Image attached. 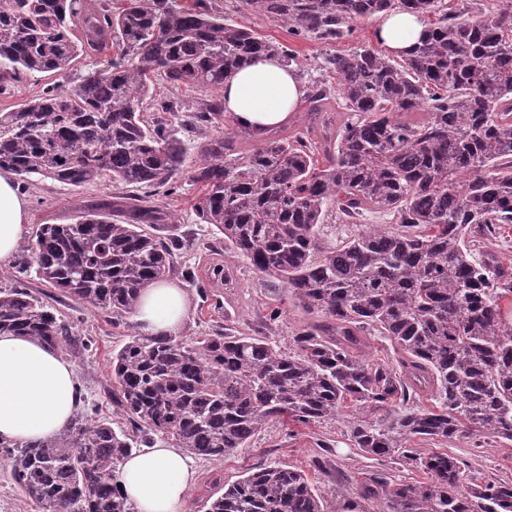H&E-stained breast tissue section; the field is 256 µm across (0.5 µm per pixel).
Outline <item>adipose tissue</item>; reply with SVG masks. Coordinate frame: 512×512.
<instances>
[{
	"instance_id": "ef3b65f1",
	"label": "adipose tissue",
	"mask_w": 512,
	"mask_h": 512,
	"mask_svg": "<svg viewBox=\"0 0 512 512\" xmlns=\"http://www.w3.org/2000/svg\"><path fill=\"white\" fill-rule=\"evenodd\" d=\"M423 17L401 9L380 13L375 37L391 55L413 52L424 36ZM305 93L297 71L279 57L262 55L224 81V109L241 126L268 131L287 123ZM28 200L11 173L0 170V267L14 260L26 234ZM188 294L168 282L141 293L134 320L145 336L180 335L190 313ZM82 404L71 363L41 342L0 334V438L46 441L65 431ZM194 479L190 458L174 445L156 442L129 456L119 483L136 512H185Z\"/></svg>"
}]
</instances>
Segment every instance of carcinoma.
Listing matches in <instances>:
<instances>
[{
	"mask_svg": "<svg viewBox=\"0 0 512 512\" xmlns=\"http://www.w3.org/2000/svg\"><path fill=\"white\" fill-rule=\"evenodd\" d=\"M300 39L332 46L308 84L305 131L214 134L192 160L164 113L188 131L210 129L224 101L176 90L224 86L259 54L302 66L287 46L230 22L214 0H0V95L27 73L66 78L78 59L118 48L103 69L64 89L47 83L17 110L0 112V170L25 187L84 186L103 176L118 189H165L188 171L201 223L237 258L282 282L314 322L285 354L267 338L218 333L189 342L143 336L112 355L113 396L127 423L81 411L46 442L0 439L10 475L43 512H134L119 483L131 452L170 441L191 457L222 461L267 423L336 417L351 399L394 409L357 423L354 446L427 475L396 484L373 474L360 497L372 512H512V484L459 490L465 468L446 452L408 443L496 438L512 442V324L500 300L512 274L492 253L472 258L470 235L512 224V0H240ZM430 18L426 36L397 60L370 45L333 49L355 25L390 9ZM345 113L336 122L333 112ZM128 222L87 211L72 224H39L24 238L10 285L0 288V332L59 350L91 341L30 289L31 277L128 323L141 291L166 280L185 243L146 231L174 218L151 196L119 194ZM398 228L368 226L333 248L319 226L355 224L370 212ZM388 337L408 379L357 353L366 332ZM435 390L434 408L407 406L412 387ZM401 408H396L397 403ZM205 512H326L306 474L279 465L248 473L204 501Z\"/></svg>",
	"mask_w": 512,
	"mask_h": 512,
	"instance_id": "1",
	"label": "carcinoma"
}]
</instances>
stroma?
I'll return each instance as SVG.
<instances>
[{"instance_id": "35a3bbf8", "label": "stroma", "mask_w": 512, "mask_h": 512, "mask_svg": "<svg viewBox=\"0 0 512 512\" xmlns=\"http://www.w3.org/2000/svg\"><path fill=\"white\" fill-rule=\"evenodd\" d=\"M231 19L252 28L259 36L288 45L300 60L307 63L310 75H317L326 44L317 40H296L286 28L256 19L246 9L231 12ZM199 193L197 187L182 183L173 196L156 195L157 204L166 206L177 217L176 224L160 229V236L175 235L187 245L179 262L193 268L199 280H208L214 265L230 269L233 285L219 289L218 300H202L195 287L187 292L193 310L182 335L193 339L214 331L230 328L238 334L266 336L282 351H290L296 331L310 317L295 305L285 285L272 277L254 272L249 265L233 257L219 242L212 225L200 223L194 211ZM116 194L109 178L96 185L73 187L43 182L26 190L27 224H70L84 210L111 212ZM33 292L54 305L73 322L81 335L89 337L92 346L83 353H68L83 389L82 409L98 413L100 418L120 425L125 421L122 411L112 400V355L128 340L124 325L113 323L106 312L86 303L65 297L60 290L32 281ZM278 311L276 323H269L271 311ZM388 413L356 402H346L336 418L310 424L292 421L265 425L245 447L225 456L223 461L193 459L195 480L186 498L187 512H201L207 496L241 478L247 472L278 463L304 471L324 499L327 512H369L370 502L358 495L361 480L367 473L385 474L391 482L410 478L419 480L423 474L390 458L364 456L351 441V429L359 422H378ZM413 448L420 452L445 451L464 463L467 481L483 485L512 482V443L492 438L461 440L414 439Z\"/></svg>"}]
</instances>
